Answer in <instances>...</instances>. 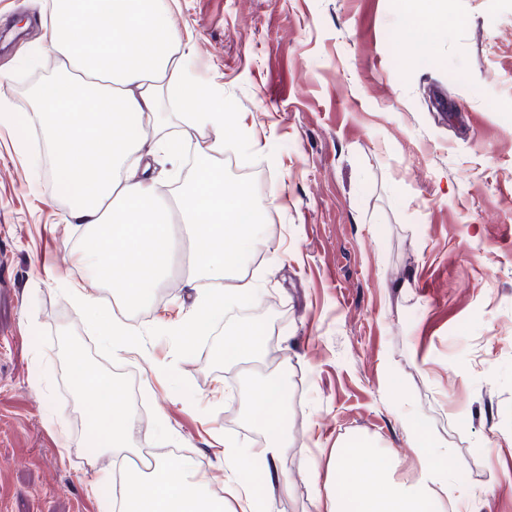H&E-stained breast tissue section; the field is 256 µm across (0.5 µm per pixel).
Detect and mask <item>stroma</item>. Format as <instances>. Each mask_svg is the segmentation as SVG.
<instances>
[{
  "label": "stroma",
  "mask_w": 512,
  "mask_h": 512,
  "mask_svg": "<svg viewBox=\"0 0 512 512\" xmlns=\"http://www.w3.org/2000/svg\"><path fill=\"white\" fill-rule=\"evenodd\" d=\"M450 5L435 23L404 0H175L194 72L256 143L233 151L236 168L215 164L229 182L252 172L271 247L225 278L233 312L190 343L156 331L207 285L187 264L149 309L92 283L142 333L141 354L116 357L64 290L87 276L67 183L31 175L45 2L0 0V70L14 76L0 125V512H100L98 477L147 452L201 462L224 512H241L231 479L254 512H318L343 441L396 452L395 480L418 479L412 416L447 452L463 512H512V0ZM64 320L101 366L139 375L126 456L84 460L91 424L74 426L83 405L57 361ZM242 324L264 354L218 360ZM272 376L289 379L273 475L223 452L262 446L252 393Z\"/></svg>",
  "instance_id": "stroma-1"
}]
</instances>
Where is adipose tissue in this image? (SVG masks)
Here are the masks:
<instances>
[{
	"label": "adipose tissue",
	"instance_id": "obj_1",
	"mask_svg": "<svg viewBox=\"0 0 512 512\" xmlns=\"http://www.w3.org/2000/svg\"><path fill=\"white\" fill-rule=\"evenodd\" d=\"M43 45L59 58L55 73L33 92L42 117L44 155L76 192L63 219L85 229L74 255L93 280L120 291L127 307L152 305L175 245L173 226L183 224L194 265L209 280L193 313L180 325L183 337L208 335L209 313L223 307L222 282L238 269L244 252L269 249L259 224L263 208L248 185L225 182L212 153L237 139L212 87L193 74L189 45L172 23L167 0H47L40 18ZM178 115L207 139L190 175L169 196L145 174L129 173L144 150L182 154L187 143L165 124ZM87 324L113 354L138 350L140 331L118 319L85 284L68 286ZM73 388L93 416L101 451L123 450L134 426L123 385L82 360L71 365ZM267 437L262 447H228L238 466L273 463L288 441L280 388L265 382L254 393ZM410 444L421 459L415 485L396 482L395 458H379L369 445L336 456V479L349 495L327 498L318 512H430L438 499L446 512L451 490L440 478L444 459L419 428ZM192 459H156L150 472L128 470L120 512H224L207 483L188 479ZM359 482H352V473Z\"/></svg>",
	"mask_w": 512,
	"mask_h": 512
}]
</instances>
